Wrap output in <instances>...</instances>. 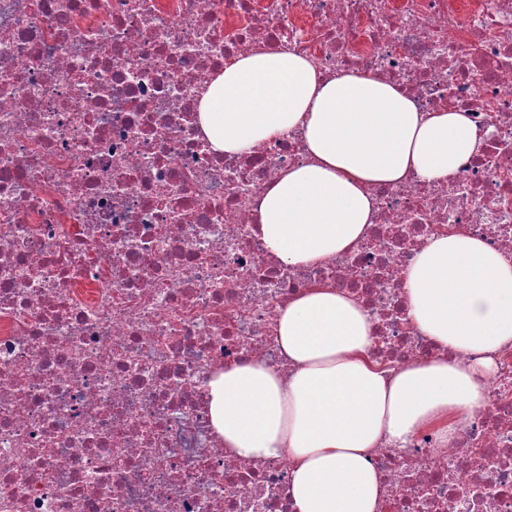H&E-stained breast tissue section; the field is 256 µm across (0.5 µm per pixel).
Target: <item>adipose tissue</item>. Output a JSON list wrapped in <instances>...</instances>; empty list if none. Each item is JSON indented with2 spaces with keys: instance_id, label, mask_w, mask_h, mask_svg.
Wrapping results in <instances>:
<instances>
[{
  "instance_id": "obj_1",
  "label": "adipose tissue",
  "mask_w": 512,
  "mask_h": 512,
  "mask_svg": "<svg viewBox=\"0 0 512 512\" xmlns=\"http://www.w3.org/2000/svg\"><path fill=\"white\" fill-rule=\"evenodd\" d=\"M198 118L216 152L237 153L286 130L300 135L306 162L271 181L258 218L269 250L293 266L325 263L356 246L374 215L372 186L412 172L446 182L483 143L466 112L419 111L377 73L326 76L310 58L265 48L225 62L201 96ZM408 281L417 327L458 359L380 370L361 306L315 286L278 311L290 374L244 361L206 383L211 424L228 454L291 456L294 512H380L371 450L381 442L406 447L431 425L452 430L456 417L483 402L495 353L512 345L511 257L471 236L437 235Z\"/></svg>"
}]
</instances>
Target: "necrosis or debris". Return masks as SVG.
Returning a JSON list of instances; mask_svg holds the SVG:
<instances>
[{
    "label": "necrosis or debris",
    "mask_w": 512,
    "mask_h": 512,
    "mask_svg": "<svg viewBox=\"0 0 512 512\" xmlns=\"http://www.w3.org/2000/svg\"><path fill=\"white\" fill-rule=\"evenodd\" d=\"M288 49L371 70L485 133L448 182L373 188L357 246L278 260L257 232L282 132L214 153L201 92L226 59ZM512 255V0H0V512H292L291 462L225 452L209 375L281 372L280 306L330 284L386 369L449 355L408 271L434 235ZM454 435L380 444V512H512V346Z\"/></svg>",
    "instance_id": "1"
}]
</instances>
